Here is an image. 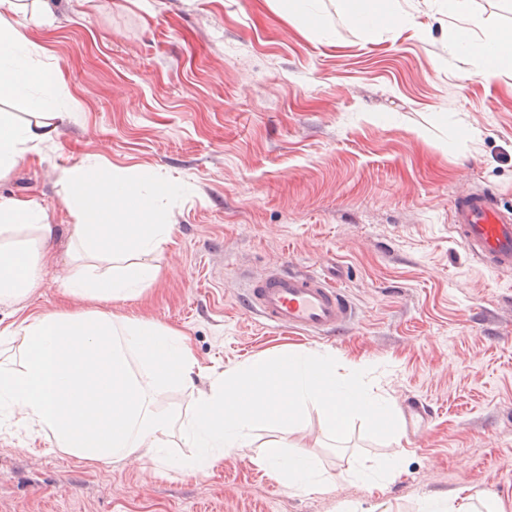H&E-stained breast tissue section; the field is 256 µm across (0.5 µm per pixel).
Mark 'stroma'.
<instances>
[{
  "label": "stroma",
  "instance_id": "obj_1",
  "mask_svg": "<svg viewBox=\"0 0 512 512\" xmlns=\"http://www.w3.org/2000/svg\"><path fill=\"white\" fill-rule=\"evenodd\" d=\"M317 7L327 23L315 31L274 0H32L19 28L79 109L0 179V196L36 200L60 228L55 262L0 323L112 309L189 336L199 364L220 371L330 351L363 364L362 383L393 411L416 395L433 418L395 441L354 416L334 438L305 409L288 444L332 483L298 493L260 461L266 427L207 474L159 476L132 458L77 462L5 411L0 512H415L464 488L512 512V272L469 256L449 220L472 188L512 207V71L488 78L449 55L453 21L435 0H410L413 21L381 33L349 25L339 0ZM90 159L108 177L150 168L178 187L153 204L173 227L157 282L116 307L63 291L62 176ZM284 260L341 276L351 334L267 329L239 306L238 288ZM396 449L395 481L350 477Z\"/></svg>",
  "mask_w": 512,
  "mask_h": 512
}]
</instances>
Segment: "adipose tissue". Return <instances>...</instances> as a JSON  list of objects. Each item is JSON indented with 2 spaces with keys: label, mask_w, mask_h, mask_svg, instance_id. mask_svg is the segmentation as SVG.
<instances>
[{
  "label": "adipose tissue",
  "mask_w": 512,
  "mask_h": 512,
  "mask_svg": "<svg viewBox=\"0 0 512 512\" xmlns=\"http://www.w3.org/2000/svg\"><path fill=\"white\" fill-rule=\"evenodd\" d=\"M340 8L365 32L406 22L401 0H340ZM26 10L25 0H0V99L24 100L37 116L19 123L0 115V178L51 143L56 120L74 109L38 45L14 25ZM448 52L475 57L482 75L497 76L512 69V28L476 40L468 27H457ZM63 182L74 219V271L65 294L111 303L138 298L160 274L158 257L172 227L136 218L150 198L172 196L174 186L149 168L132 183L107 178L95 161L67 171ZM53 234L38 203L0 198V304L15 305L38 287ZM0 347L19 353L18 362H0V405L11 408L15 426L39 428L51 447L90 464L136 455L167 470L166 450L180 442L198 451L185 471L204 473L249 447L253 431L266 425L277 436L265 442L263 463L288 488L313 493L326 489L329 473L313 456L288 452L283 440L304 408H318L332 433L360 415L383 435L399 436L386 399L349 384L328 352L281 350L211 373L208 389L194 390L192 417L181 425L157 400L172 386L194 389L200 368L187 336L176 330L101 310L47 312L1 328Z\"/></svg>",
  "instance_id": "ef3b65f1"
}]
</instances>
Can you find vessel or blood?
Segmentation results:
<instances>
[{
  "instance_id": "vessel-or-blood-1",
  "label": "vessel or blood",
  "mask_w": 512,
  "mask_h": 512,
  "mask_svg": "<svg viewBox=\"0 0 512 512\" xmlns=\"http://www.w3.org/2000/svg\"><path fill=\"white\" fill-rule=\"evenodd\" d=\"M449 219L453 233L474 259L512 271V210L493 195L474 191L454 199ZM242 304L266 327L317 338L335 335L356 319L344 288L329 275L295 271L284 262L253 278L243 290Z\"/></svg>"
}]
</instances>
